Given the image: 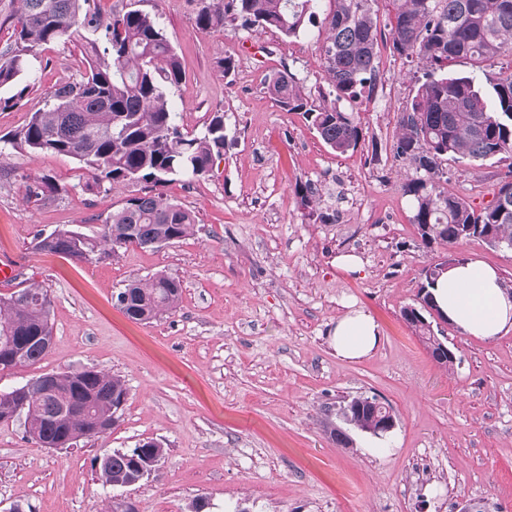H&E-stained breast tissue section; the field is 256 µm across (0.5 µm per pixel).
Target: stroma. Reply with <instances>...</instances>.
I'll list each match as a JSON object with an SVG mask.
<instances>
[{
	"label": "stroma",
	"mask_w": 512,
	"mask_h": 512,
	"mask_svg": "<svg viewBox=\"0 0 512 512\" xmlns=\"http://www.w3.org/2000/svg\"><path fill=\"white\" fill-rule=\"evenodd\" d=\"M175 46L184 79L171 104L188 132L224 115V154L211 170L161 191L191 210L197 231L160 248L128 246L87 262L33 250L39 234L72 226L101 232L112 210L152 192L148 183L95 186L66 156L14 150L22 128L55 85L78 77V43L40 47L36 83L0 108V260L18 267L0 295L28 284L52 298L53 343L35 366L0 373V390L42 373L95 368L120 377L119 424L70 448L29 440L23 418L0 423V512H108L122 495L136 512H457L461 501L512 512V330L492 340L439 323L452 367L435 362L404 307L417 304L424 270L455 254L483 260L512 287V249L480 240L424 247L402 190L409 161L395 158L398 120L424 65L379 41L378 82L350 106L360 117L356 150L327 146L301 113L266 90L290 70L313 100L331 86L318 28L296 37L226 24L198 30L201 0H142ZM235 63L223 74L219 58ZM437 190L480 209L512 167L497 159L446 161ZM60 194L34 196L42 179ZM316 192L319 204L302 197ZM329 222H322V215ZM359 259L355 271L339 256ZM180 280L176 310L128 320L114 297L157 273ZM352 310L380 326L375 351L338 358L331 334ZM357 396L397 418L378 439L349 428V447L328 431ZM154 440L165 458L140 483L115 491L94 461Z\"/></svg>",
	"instance_id": "obj_1"
}]
</instances>
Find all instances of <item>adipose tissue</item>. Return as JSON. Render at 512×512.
I'll list each match as a JSON object with an SVG mask.
<instances>
[{
	"label": "adipose tissue",
	"instance_id": "obj_1",
	"mask_svg": "<svg viewBox=\"0 0 512 512\" xmlns=\"http://www.w3.org/2000/svg\"><path fill=\"white\" fill-rule=\"evenodd\" d=\"M431 293L449 323L468 335L490 340L512 329V289L504 286L494 266L482 260L448 269ZM379 342L378 324L361 311L345 314L331 335L337 356L348 361L366 357Z\"/></svg>",
	"mask_w": 512,
	"mask_h": 512
}]
</instances>
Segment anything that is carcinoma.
<instances>
[{"mask_svg":"<svg viewBox=\"0 0 512 512\" xmlns=\"http://www.w3.org/2000/svg\"><path fill=\"white\" fill-rule=\"evenodd\" d=\"M14 43L0 51V106L17 104L31 88L28 55L56 41L78 42L83 31H103L104 46L94 43L78 80L47 93L45 105L9 139L28 153L69 156L93 171L94 184L145 182L162 186L173 178L209 172L225 146L224 115L212 116L205 130H183L170 94L184 72L175 47L150 13L130 2L104 18L95 0H16ZM196 16L202 31L239 21L246 28H275L287 37L321 24L322 50L334 99L316 105L297 76L285 69L271 74L267 92L288 112L312 122L334 151L357 148L362 134L353 112L343 108L376 81L378 26L371 0H202ZM392 48L400 56L426 63L411 109L399 121L394 155L409 160L414 175L403 184L413 200L412 223L421 244L455 245L479 238L512 248V170L494 200L476 210L463 198L435 190L434 179L449 159H512V73L483 89L472 77L454 74L460 59L484 70L512 49V0H392L389 18ZM194 214L162 193L127 199L112 212L99 235L59 227L35 238L41 253L85 262L106 247L159 248L194 232ZM181 284L155 274L118 293L127 318L149 323L175 310ZM48 290L31 284L0 295V371L37 365L53 339ZM402 317L431 357L450 366L442 341L422 310L406 307ZM123 381L92 369L44 373L24 385L0 391V422L25 416L28 437L42 448H69L112 429L125 403ZM102 482L113 488L142 480L130 452L115 450L99 466Z\"/></svg>","mask_w":512,"mask_h":512,"instance_id":"carcinoma-1","label":"carcinoma"}]
</instances>
